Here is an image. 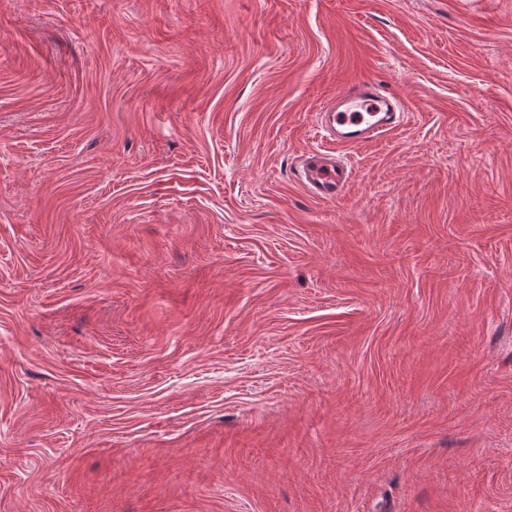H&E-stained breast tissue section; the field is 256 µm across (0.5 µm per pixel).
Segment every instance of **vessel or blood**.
Segmentation results:
<instances>
[{"label": "vessel or blood", "mask_w": 512, "mask_h": 512, "mask_svg": "<svg viewBox=\"0 0 512 512\" xmlns=\"http://www.w3.org/2000/svg\"><path fill=\"white\" fill-rule=\"evenodd\" d=\"M374 102L379 114L374 122H363L360 109L366 102ZM324 127L340 144L367 142L392 130L399 119L397 104L383 95L375 81L365 80L340 91L325 107ZM300 174L305 189L315 199L332 202L345 192L350 171L335 159L316 150L300 162Z\"/></svg>", "instance_id": "vessel-or-blood-1"}]
</instances>
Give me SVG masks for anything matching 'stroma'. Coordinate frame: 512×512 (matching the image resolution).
I'll use <instances>...</instances> for the list:
<instances>
[{"mask_svg":"<svg viewBox=\"0 0 512 512\" xmlns=\"http://www.w3.org/2000/svg\"><path fill=\"white\" fill-rule=\"evenodd\" d=\"M0 512H512V0H0ZM393 99L397 102L396 98ZM367 101H373L380 112L376 120L375 115L369 116L374 122L362 123V115L358 113L376 112L374 106L365 104ZM395 101L383 95L375 81L358 82L336 94V98L325 107L322 113L324 127L339 144L367 142L396 126L400 113L396 112ZM342 113L344 116L341 120L339 115ZM316 150L300 161V174L305 189L315 199L332 202L345 192L350 179V171L334 158Z\"/></svg>","mask_w":512,"mask_h":512,"instance_id":"35a3bbf8","label":"stroma"}]
</instances>
